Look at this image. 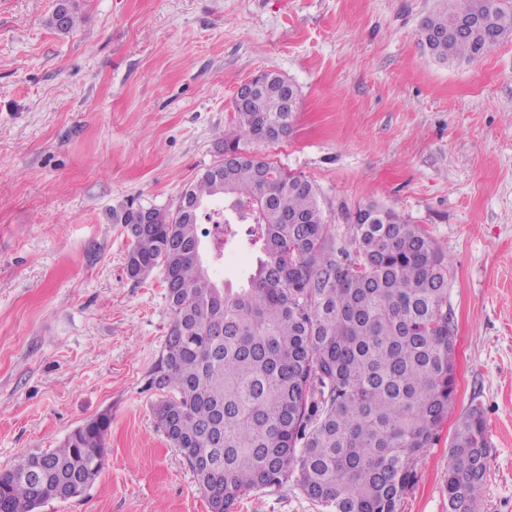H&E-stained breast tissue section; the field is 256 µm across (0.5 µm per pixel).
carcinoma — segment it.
<instances>
[{
    "instance_id": "carcinoma-1",
    "label": "carcinoma",
    "mask_w": 512,
    "mask_h": 512,
    "mask_svg": "<svg viewBox=\"0 0 512 512\" xmlns=\"http://www.w3.org/2000/svg\"><path fill=\"white\" fill-rule=\"evenodd\" d=\"M481 18L487 31H458ZM77 23L57 0L49 24ZM419 40L443 63L474 62L483 45L512 37V0H441ZM256 108H234L220 158L173 209L121 206L126 270L163 274L174 318L152 383L170 392L157 428L177 448L210 512H235L253 491L292 479L328 512H402L415 465L433 445L456 391V338L448 318L445 254L418 224L378 203L349 225L355 254L329 237L315 185L249 149L292 130L282 75H258ZM288 220H283V213ZM235 224L259 255L245 283L214 281L198 258L202 219ZM111 417L101 414L46 452L0 470V512H38L98 475ZM489 446L470 409L448 442L447 512H484L479 494Z\"/></svg>"
}]
</instances>
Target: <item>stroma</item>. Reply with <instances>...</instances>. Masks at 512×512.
I'll return each instance as SVG.
<instances>
[{
    "instance_id": "35a3bbf8",
    "label": "stroma",
    "mask_w": 512,
    "mask_h": 512,
    "mask_svg": "<svg viewBox=\"0 0 512 512\" xmlns=\"http://www.w3.org/2000/svg\"><path fill=\"white\" fill-rule=\"evenodd\" d=\"M0 0V469L111 416L102 471L39 512H209L157 429L151 384L173 313L160 272L126 273L112 211L175 207L219 157L237 89L266 70L298 89L293 131L254 145L311 180L333 234L376 202L451 264L455 399L403 512H446L448 440L480 408L485 512H512V39L442 64L419 41L440 0ZM246 237L210 265L246 279ZM236 512H327L295 482ZM77 23V16L73 10L71 0H57L55 10L53 11L49 24L56 30L67 33L70 32Z\"/></svg>"
}]
</instances>
